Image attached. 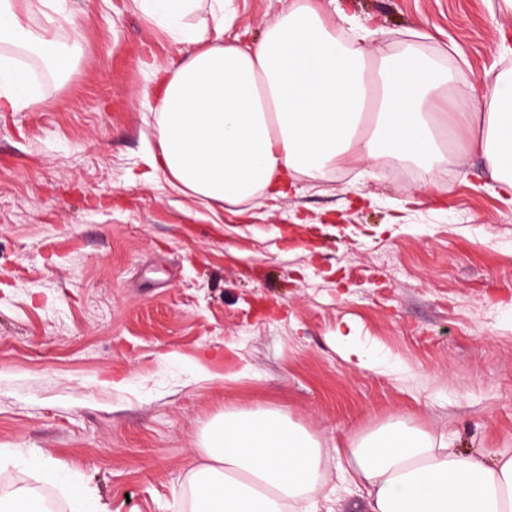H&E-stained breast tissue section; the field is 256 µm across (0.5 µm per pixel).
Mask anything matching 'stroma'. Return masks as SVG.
Instances as JSON below:
<instances>
[{
  "mask_svg": "<svg viewBox=\"0 0 512 512\" xmlns=\"http://www.w3.org/2000/svg\"><path fill=\"white\" fill-rule=\"evenodd\" d=\"M290 0H234L257 43ZM395 51L454 60L447 111L512 69L499 0H316ZM66 76L29 59L39 102L0 111V448L49 512L82 487L91 512H189L208 426L270 409L323 447L402 417L452 447L512 453V207L460 144L433 171L388 158L342 176L283 175L249 203L208 209L153 164L155 104L179 46L140 0H53L30 16L71 29ZM441 193L410 203L429 176ZM375 362L346 359L337 328ZM321 512H367L335 457Z\"/></svg>",
  "mask_w": 512,
  "mask_h": 512,
  "instance_id": "stroma-1",
  "label": "stroma"
}]
</instances>
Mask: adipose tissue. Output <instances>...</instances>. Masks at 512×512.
<instances>
[{
	"instance_id": "obj_1",
	"label": "adipose tissue",
	"mask_w": 512,
	"mask_h": 512,
	"mask_svg": "<svg viewBox=\"0 0 512 512\" xmlns=\"http://www.w3.org/2000/svg\"><path fill=\"white\" fill-rule=\"evenodd\" d=\"M182 44L156 105L158 162L167 184L214 205L260 196L278 177H314L363 159L425 164L447 150L454 70L414 44L378 57L371 30L328 25L313 0H292L255 45L228 32L231 0H141ZM35 0H0V45L21 48L56 74L77 45L31 27ZM470 142L486 158L495 193L512 204V72L498 75L469 114ZM192 477L191 512H320L325 448L271 410L225 414L205 434ZM342 474L370 512H512V456L462 452L395 419L337 449Z\"/></svg>"
}]
</instances>
